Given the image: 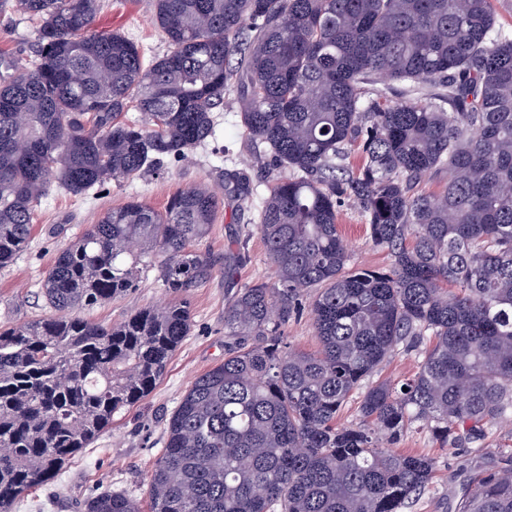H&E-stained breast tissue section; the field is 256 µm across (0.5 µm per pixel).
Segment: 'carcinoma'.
Returning a JSON list of instances; mask_svg holds the SVG:
<instances>
[{"label":"carcinoma","instance_id":"1","mask_svg":"<svg viewBox=\"0 0 512 512\" xmlns=\"http://www.w3.org/2000/svg\"><path fill=\"white\" fill-rule=\"evenodd\" d=\"M100 2L0 0L39 23L30 66L0 55V268L51 183L82 195L183 159L236 93L248 137L290 171L257 214L276 282L224 308V362L165 424L150 512H404L435 460L386 445L418 428L480 448L512 414V35L492 0H153L168 50L148 63L123 33L94 30ZM438 174L443 189L425 190ZM225 179L253 195L243 173ZM347 200L389 270L350 265ZM217 206L196 184L163 212H105L46 274L54 314L0 326V512L145 398L191 326L184 301L112 326L76 310L126 295L146 259L175 293L210 278L190 246ZM304 306L315 353L284 342ZM426 338L411 377L368 385L357 421L336 424L398 346ZM477 484L458 512H512V468ZM86 512L141 506L104 492Z\"/></svg>","mask_w":512,"mask_h":512}]
</instances>
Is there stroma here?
<instances>
[{
  "instance_id": "obj_1",
  "label": "stroma",
  "mask_w": 512,
  "mask_h": 512,
  "mask_svg": "<svg viewBox=\"0 0 512 512\" xmlns=\"http://www.w3.org/2000/svg\"><path fill=\"white\" fill-rule=\"evenodd\" d=\"M101 5L96 30L122 32L149 58L166 52L167 44L153 19L152 0H101ZM36 27V22L21 17L12 23L0 17V54L28 63ZM230 167L245 171L262 196L286 174L285 169L269 166L264 145L243 134L238 103L232 95L224 100L215 137L188 158L168 160L162 171L111 181L80 196L54 185L37 205L27 247L10 265L0 268L3 326H20L50 315L41 293L48 270L59 251L107 210L139 200L162 212L175 194L199 182L206 183L221 200L208 233L192 245L193 251L214 260V272L185 296L191 328L172 353L165 373L143 400L117 413L108 429L66 462L53 480L27 492L12 512H84L86 502L105 491L126 494L149 507L148 481L164 448L168 417L191 382L224 359L225 306L244 285L275 280L264 242L252 230L256 206L239 205L224 179V171ZM338 229L357 265L372 269L389 266L386 252L370 245L369 231L355 203L346 202ZM244 230L250 233L245 256L233 281H225L224 260L235 254V240ZM176 299V294L164 287L156 267L147 265L140 272L138 288L83 309L81 315L109 325ZM487 442V447L479 449L443 448L429 431H408L394 444V451L434 457L437 467L429 486L407 512H457L462 497L474 492L476 475L512 463V426L492 429Z\"/></svg>"
}]
</instances>
